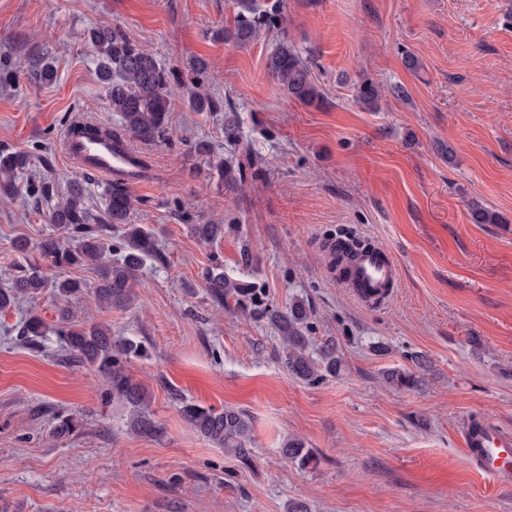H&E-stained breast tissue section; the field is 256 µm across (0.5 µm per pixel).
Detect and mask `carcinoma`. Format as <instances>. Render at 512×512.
I'll use <instances>...</instances> for the list:
<instances>
[{
	"label": "carcinoma",
	"instance_id": "cac0c4a2",
	"mask_svg": "<svg viewBox=\"0 0 512 512\" xmlns=\"http://www.w3.org/2000/svg\"><path fill=\"white\" fill-rule=\"evenodd\" d=\"M236 14L233 29L216 33V39L232 40L247 46L260 35L282 30L285 18L279 0H234ZM87 49L96 65L97 77L107 90L108 103L120 118V127L112 130L115 139H135L157 142L165 139L171 125V98L182 86L175 78V71L159 62L141 45L133 42L118 27H99L89 33ZM209 61L197 58L191 62V90L189 102L197 112H222L224 102L208 93L203 76ZM266 69L269 76L282 88L287 101L312 105L323 99V92L316 84L308 63L294 46L282 37L268 56ZM382 95L379 83L365 79L356 86V101L365 108L377 107ZM27 157L7 147H0V194H10L14 189L15 175L26 168ZM84 180L70 183L66 201L49 210L48 223L66 232L69 241L50 235L38 245L40 259L29 260L16 267L8 286L0 287V311L13 306L21 298H32L51 289L60 300L57 320L50 327L40 317L30 316L22 324L21 336L26 344L36 349L41 346L48 332H54L65 347L67 359L90 367L103 378L112 399L123 403L127 409L126 431L136 437H158L163 427L148 410V389L135 382L127 373L125 363L146 354L144 341L136 337L114 339L109 328L86 325L75 320L66 302L70 296L82 291L80 284L69 279L50 280L43 272L40 260L62 268L92 265L100 272V280L93 288V296L109 307H128L137 298L135 281L147 261H160L153 230L142 224L131 223V198L120 183H113L107 190V224H95L84 207ZM470 219L474 224H496L499 216L487 207L471 203ZM118 230L122 241L121 260L112 262V230ZM191 231L205 243L224 238L222 224H193ZM207 293L219 306L230 298L242 304L256 296L255 286L224 274V266L216 264L204 273ZM311 310L303 300H296L283 310L264 309L263 315L281 334L285 343L281 362L286 370L307 382L320 380L327 373L340 369L336 340L329 337L322 341L316 353L308 352L309 339L304 336ZM418 372L389 369L383 380L396 389H413L427 373L431 362L425 356L415 359ZM179 411L185 421L209 442L229 448L238 457L247 459L245 443L250 440L252 424L249 415L236 407L222 410L204 407L183 396L175 395ZM80 421L74 414H61L55 418L52 434L62 438L75 433ZM283 456L290 462L307 466L315 461L311 449L298 438L286 441Z\"/></svg>",
	"mask_w": 512,
	"mask_h": 512
}]
</instances>
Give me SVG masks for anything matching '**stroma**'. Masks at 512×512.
Segmentation results:
<instances>
[{
	"mask_svg": "<svg viewBox=\"0 0 512 512\" xmlns=\"http://www.w3.org/2000/svg\"><path fill=\"white\" fill-rule=\"evenodd\" d=\"M280 6L285 32L242 47L214 37L232 28L233 0H0V50L16 72L0 85V144L30 158L14 195L0 196V287L20 261L14 241L54 231L36 186L58 203L84 179L92 218L107 220V181L61 153L72 119L119 123L86 52L90 30L121 28L182 77L209 60L208 90L239 120L229 141L223 113L193 111L182 90L166 139L133 142L145 170L128 188L131 221L155 228L163 256L140 272L135 304L96 305L94 267L45 268L84 285L70 301L79 320L144 340L147 357L127 372L149 389L162 436L128 435L101 377L66 365L57 336L36 351L20 342L28 311L55 323L52 292L0 312V512H290L299 501L310 512H512V488L474 472L463 441L475 418L512 432V0ZM283 34L310 60L322 103L285 102L268 76ZM38 56L53 59L52 83L32 79ZM364 78L385 90L376 109L354 100ZM223 165L240 178L223 180ZM474 201L499 223H471ZM207 222L223 224L220 241L193 236ZM340 236L389 250L400 270L389 299L364 305L331 278L327 246ZM217 263L256 284L255 303L210 300L203 274ZM298 298L312 345L339 348L340 372L315 384L283 367L280 334L260 316ZM416 354L432 364L421 385L383 383ZM176 393L246 411L250 462L194 432ZM62 412L80 428L55 440ZM290 438L315 463L286 461Z\"/></svg>",
	"mask_w": 512,
	"mask_h": 512,
	"instance_id": "35a3bbf8",
	"label": "stroma"
}]
</instances>
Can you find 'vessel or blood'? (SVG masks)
Returning <instances> with one entry per match:
<instances>
[{
    "instance_id": "vessel-or-blood-1",
    "label": "vessel or blood",
    "mask_w": 512,
    "mask_h": 512,
    "mask_svg": "<svg viewBox=\"0 0 512 512\" xmlns=\"http://www.w3.org/2000/svg\"><path fill=\"white\" fill-rule=\"evenodd\" d=\"M62 150L82 171L129 185L141 180L136 165L138 155L128 142L116 141L108 135L91 140L68 128L63 133ZM332 277L338 284L353 289L356 298L367 304L374 297L391 294L398 282L399 269L387 249L365 247L333 271ZM464 445L467 461L473 468L498 485L512 484L511 434L484 423L466 428Z\"/></svg>"
}]
</instances>
